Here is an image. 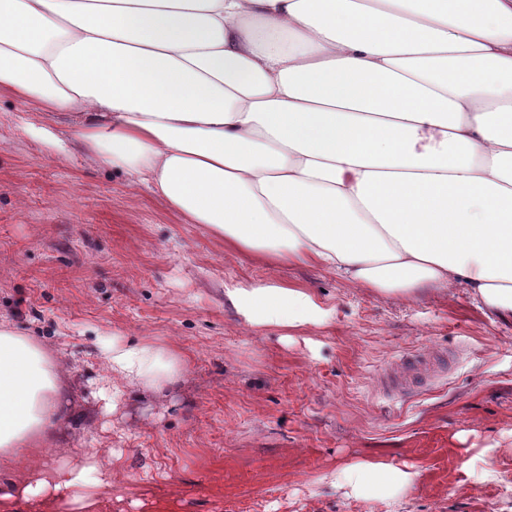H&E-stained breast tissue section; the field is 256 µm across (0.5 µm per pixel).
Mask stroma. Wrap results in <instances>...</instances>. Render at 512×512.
Wrapping results in <instances>:
<instances>
[{
    "label": "stroma",
    "mask_w": 512,
    "mask_h": 512,
    "mask_svg": "<svg viewBox=\"0 0 512 512\" xmlns=\"http://www.w3.org/2000/svg\"><path fill=\"white\" fill-rule=\"evenodd\" d=\"M41 121L0 92V323L71 368L79 416L46 463L119 453L91 488L100 512H512L511 316L460 284L404 297L257 264L80 150L56 156L25 131ZM270 277L334 305L331 325L246 327L224 284ZM115 336L178 348L188 375L105 411L99 349ZM412 356L427 385L387 386ZM370 458L417 477L388 504L335 483Z\"/></svg>",
    "instance_id": "stroma-1"
}]
</instances>
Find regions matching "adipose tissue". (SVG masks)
Returning <instances> with one entry per match:
<instances>
[{
  "instance_id": "obj_1",
  "label": "adipose tissue",
  "mask_w": 512,
  "mask_h": 512,
  "mask_svg": "<svg viewBox=\"0 0 512 512\" xmlns=\"http://www.w3.org/2000/svg\"><path fill=\"white\" fill-rule=\"evenodd\" d=\"M67 117L70 138L225 247L410 296L462 282L512 312V0H0V91ZM255 333L331 324L269 278L224 287ZM107 406L159 394L176 350L113 339ZM67 365L0 324V503L95 512L109 463L49 468ZM383 500L413 472L347 465Z\"/></svg>"
}]
</instances>
